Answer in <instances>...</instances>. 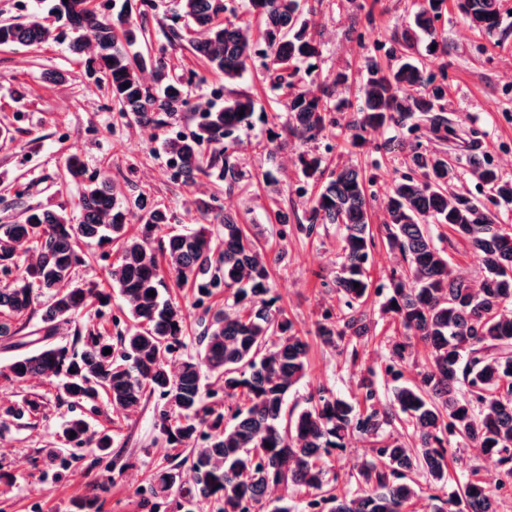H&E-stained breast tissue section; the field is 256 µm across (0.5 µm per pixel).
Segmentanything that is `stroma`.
<instances>
[{
	"instance_id": "stroma-1",
	"label": "stroma",
	"mask_w": 512,
	"mask_h": 512,
	"mask_svg": "<svg viewBox=\"0 0 512 512\" xmlns=\"http://www.w3.org/2000/svg\"><path fill=\"white\" fill-rule=\"evenodd\" d=\"M420 0H318L309 14L321 44L320 76L343 70L346 86L338 97L357 102L359 87L370 62L391 67L406 21ZM173 0H152L143 22L153 52L163 53L170 72L199 75L187 88L191 106L206 108L224 99V77L207 71L188 41L167 37ZM504 34L490 40L472 28L456 7H449L437 24L447 39L448 54L428 52L426 40L411 48L427 71L448 68L446 115L459 131L457 139L443 142L433 134H411L386 128L368 134L366 146L354 151L353 162L378 163L371 214L376 246L370 275L375 285L388 283L402 266L399 254L386 245L382 199L395 178L409 173L411 149L437 151L456 159L460 154L482 157L502 176L512 179V0H500ZM59 41L45 45L0 48V224L22 219L26 209H62L72 223L81 220L79 189L64 179L68 155L78 154L90 174L106 175L127 205L142 198L165 207L173 230L189 232L201 222L195 200L214 205L247 225L256 244L275 257L271 286L277 304L310 337L311 369L288 395L289 405H304L310 393L324 388L346 399L363 395V378H372L382 402L392 399L395 382L385 372L393 326L382 313L384 295L372 294L363 310L374 328L360 346L358 360L341 350L323 347L313 334L324 313L339 314L343 299L335 276L343 234L336 224L316 225L300 231L298 222L307 208L295 189L299 183L294 164L297 140L270 139L268 130L279 112L278 92L260 64L251 65L238 79V90L251 94L256 110L250 126L234 135L229 151L242 173L237 182L201 179L193 188L174 181L163 150L165 137L190 133L193 123L179 112L165 127L135 118L122 119L112 110L105 81L91 78L84 60L71 55L73 37L62 28ZM64 82H57L56 74ZM287 215V225L275 223V212ZM436 246L443 249L455 273L472 287H480L483 272L468 247L448 232L434 227ZM115 248L91 247L86 263L76 267V282H94L111 298L99 313H87L84 322L95 325L109 339L131 325L123 314V301L113 289L110 271ZM30 393L42 395L39 414L17 420L7 407L20 404ZM159 395H151L127 413L112 409L105 399L70 405L58 402L48 381L32 379L13 384L0 377V471L10 479L0 483V512H77V503L93 501L94 512H149L161 469L177 466L185 448L169 445L158 427ZM81 416L91 430L108 433V450L82 448L75 459L49 458L47 451L61 447L59 431L71 417Z\"/></svg>"
}]
</instances>
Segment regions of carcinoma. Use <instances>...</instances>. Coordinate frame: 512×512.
Wrapping results in <instances>:
<instances>
[{
    "mask_svg": "<svg viewBox=\"0 0 512 512\" xmlns=\"http://www.w3.org/2000/svg\"><path fill=\"white\" fill-rule=\"evenodd\" d=\"M47 15L65 21L84 38L70 44L72 54L92 51L89 71L100 74L110 88L113 108L140 121L165 124L167 117L189 105L185 81L169 77L165 64L151 55L147 32L133 18L134 0H122L109 14L91 0H38ZM447 0H424L402 41L408 45L418 34L433 35L434 53L448 54L445 38L436 37V23ZM472 26L491 38L500 25L499 0H454ZM258 28L221 19L224 0H175L171 21L187 19L197 28L192 51L213 71L232 83L256 57L275 86L284 90L287 120L283 129L300 143L316 140L330 124L333 113L349 107L346 99H332L328 89L316 94L296 84L300 72H312L320 43L304 19L303 0H249ZM56 28L35 16L26 22L0 21V46L48 44L57 40ZM264 43L266 50L257 49ZM154 84L145 82L147 67ZM410 58L384 69L374 62L361 88L358 119L347 123L354 147L363 134L387 127L410 133L429 126L439 140H448V119L440 114L448 85L436 82ZM129 87H123V84ZM255 101L244 93L198 113L189 136H170L165 153L176 178L186 186L199 175L218 181L235 179L234 166L225 156L234 132L248 125ZM411 173L393 181L384 201L387 245L402 256L404 266L389 283L383 312L403 340L391 346L386 372L398 380L420 344L428 364L418 380L394 388L388 405L375 402L372 386L364 404L320 391L307 406L285 414L289 390L309 369V344L285 311L270 296L271 265L245 231V225L226 214L211 216L205 201H194L203 224L188 233L170 235L155 244V233L171 216L144 203L133 213L119 199L110 181L86 173L76 154L65 165L66 177L79 188L82 220L72 224L52 208H30L22 221L0 225V269L18 266L14 245L33 244L35 256L8 288H0V345L5 350L29 345L34 349L15 356L8 378L23 383L43 378L55 384L60 402H94L105 397L112 408L128 411L140 406L155 391L177 413L160 412L161 429L172 444L191 447L189 478L172 468L158 479L155 495L177 488L183 503L207 500L217 512H251L272 486L305 490L307 512H414L419 497L418 478L445 487L452 479L448 460L451 442L470 445L496 455L502 474L512 478V232L496 223L488 204L463 193L448 191L454 167L445 154L412 151ZM468 175L490 193V202L512 203V180L501 177L491 164L467 158ZM297 164L319 191L309 199V226H344L341 263L336 287L348 312L318 324L321 343L369 339L372 330L358 306L369 297V265L375 238L371 231L369 186L373 176L359 165L346 163L326 173L323 158L302 151ZM137 220L138 231L128 233ZM446 225L480 261L485 273L474 289L456 275L448 256L434 243L429 220ZM117 244L119 263L112 268L132 325L117 344L105 341L91 327L77 333L83 341L78 353L53 341L63 325L80 317L94 302L108 295L71 282L75 266L83 262L82 248ZM201 296L212 290L232 291V303L206 308L208 319L197 357L171 370L168 356L184 347V314L163 297L166 280ZM359 287H354V284ZM155 296H148V292ZM40 327L24 341L19 333L40 304ZM111 353H105V349ZM224 379V395L241 396L235 423L224 426V414L206 404L201 367ZM42 402L34 395L7 413L23 417L38 412ZM403 417L413 427L412 441L379 440L384 426ZM75 437H70V434ZM367 443L365 460L353 493L329 487L333 451L344 447L352 434ZM63 441L69 448L92 444L105 451L111 437L88 434L82 418L68 420ZM429 512H499V494L480 479L457 484L454 493L431 495Z\"/></svg>",
    "mask_w": 512,
    "mask_h": 512,
    "instance_id": "carcinoma-1",
    "label": "carcinoma"
}]
</instances>
